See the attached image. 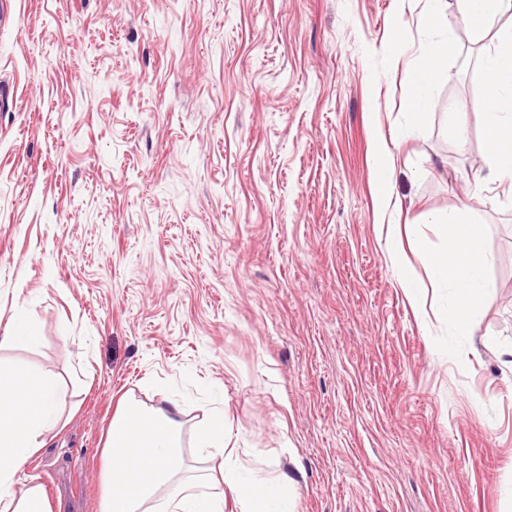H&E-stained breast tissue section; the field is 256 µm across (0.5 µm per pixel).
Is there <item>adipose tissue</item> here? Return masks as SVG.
<instances>
[{"instance_id": "1", "label": "adipose tissue", "mask_w": 512, "mask_h": 512, "mask_svg": "<svg viewBox=\"0 0 512 512\" xmlns=\"http://www.w3.org/2000/svg\"><path fill=\"white\" fill-rule=\"evenodd\" d=\"M442 0H432L422 25L438 33L437 41L411 61L414 94L407 111L412 129L433 121L426 98L442 62L455 50L448 35ZM506 0H457L462 19L477 31H495L494 51L480 60L487 79L483 136L488 147L489 175L512 185V30L493 24ZM436 223L445 245L426 253L431 280L451 295L444 317L460 333L472 331L471 318L482 304L488 281L482 274L484 254L478 228L450 213ZM66 389L53 373L24 365H0V512H53L44 489L24 483V465L68 422ZM180 405L163 411L130 398L113 416L104 448L102 481L106 487L103 512H224V492L232 490L238 512H289L294 481H269L247 472L237 449L224 441V412L208 409L194 431L199 453L220 455L224 468L210 479L209 491L196 493L186 477L181 449Z\"/></svg>"}]
</instances>
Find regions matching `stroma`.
I'll use <instances>...</instances> for the list:
<instances>
[{
	"label": "stroma",
	"mask_w": 512,
	"mask_h": 512,
	"mask_svg": "<svg viewBox=\"0 0 512 512\" xmlns=\"http://www.w3.org/2000/svg\"><path fill=\"white\" fill-rule=\"evenodd\" d=\"M0 24V350L72 380L79 407L23 468L100 512L117 403L224 410L293 512H512V198L483 191L491 36L443 0L456 51L410 131L429 0H12ZM469 101L459 145L443 114ZM391 221L376 213L378 143ZM466 209L491 287L449 330L422 249ZM414 277L421 294L402 282ZM40 335L38 320L26 311L22 312L13 326L0 336V349L36 342Z\"/></svg>",
	"instance_id": "stroma-1"
}]
</instances>
